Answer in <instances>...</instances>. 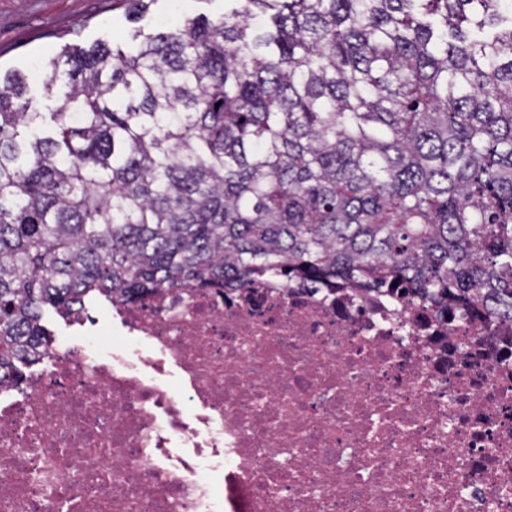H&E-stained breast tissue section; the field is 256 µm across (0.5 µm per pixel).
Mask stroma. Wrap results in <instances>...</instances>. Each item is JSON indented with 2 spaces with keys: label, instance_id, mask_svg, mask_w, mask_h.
<instances>
[{
  "label": "stroma",
  "instance_id": "1",
  "mask_svg": "<svg viewBox=\"0 0 512 512\" xmlns=\"http://www.w3.org/2000/svg\"><path fill=\"white\" fill-rule=\"evenodd\" d=\"M179 9L192 16L217 18L224 13V0H154L136 20L124 9L113 8L112 0H0V68L28 72L31 94L46 112L53 103L33 69L66 45L130 43L135 31L156 32Z\"/></svg>",
  "mask_w": 512,
  "mask_h": 512
}]
</instances>
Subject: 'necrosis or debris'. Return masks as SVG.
Listing matches in <instances>:
<instances>
[{
  "mask_svg": "<svg viewBox=\"0 0 512 512\" xmlns=\"http://www.w3.org/2000/svg\"><path fill=\"white\" fill-rule=\"evenodd\" d=\"M0 388V512H512V321L262 279L113 305Z\"/></svg>",
  "mask_w": 512,
  "mask_h": 512,
  "instance_id": "4bbe7bcc",
  "label": "necrosis or debris"
}]
</instances>
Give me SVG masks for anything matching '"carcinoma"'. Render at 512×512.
I'll return each mask as SVG.
<instances>
[{
    "mask_svg": "<svg viewBox=\"0 0 512 512\" xmlns=\"http://www.w3.org/2000/svg\"><path fill=\"white\" fill-rule=\"evenodd\" d=\"M0 73V387L44 312L268 275L512 320V0H224Z\"/></svg>",
    "mask_w": 512,
    "mask_h": 512,
    "instance_id": "cac0c4a2",
    "label": "carcinoma"
}]
</instances>
